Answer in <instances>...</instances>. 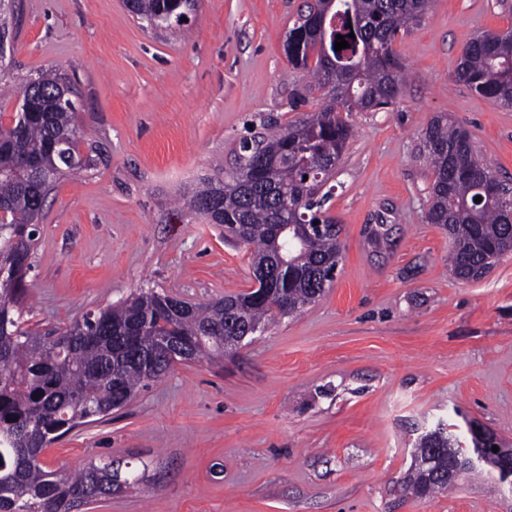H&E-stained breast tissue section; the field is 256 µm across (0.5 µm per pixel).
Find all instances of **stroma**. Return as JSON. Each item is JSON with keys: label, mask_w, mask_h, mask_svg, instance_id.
Here are the masks:
<instances>
[{"label": "stroma", "mask_w": 512, "mask_h": 512, "mask_svg": "<svg viewBox=\"0 0 512 512\" xmlns=\"http://www.w3.org/2000/svg\"><path fill=\"white\" fill-rule=\"evenodd\" d=\"M306 0H196L183 25L124 0H12L0 38V113L54 68L74 89L91 168L49 193L22 305L61 329L155 289L193 303L248 291L250 251L177 212L201 178L225 174L239 142L317 110L287 39ZM512 27V0H433L394 48L397 103L353 113L327 203L342 259L321 300L234 352L175 364L123 408L45 449L71 473L109 457L138 484L84 512H512L491 477L429 501L402 494L422 427L457 411L512 442V254L489 274L448 273L450 240L427 223L431 172L420 136L434 116L466 128L512 182V108L453 83L464 43ZM393 222L387 245L368 225Z\"/></svg>", "instance_id": "35a3bbf8"}]
</instances>
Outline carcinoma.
<instances>
[{
	"mask_svg": "<svg viewBox=\"0 0 512 512\" xmlns=\"http://www.w3.org/2000/svg\"><path fill=\"white\" fill-rule=\"evenodd\" d=\"M430 7L431 0L306 3L288 32V62L312 75L323 106L263 138L257 150L241 143L242 158L231 172L205 178L183 196L186 211L210 224L236 225L235 240L252 248L253 271L278 269L260 299L245 292L177 307L169 294L151 290L86 313L55 336L25 327L19 302L46 198L57 179L85 164L76 109L56 102L66 77L47 70L22 87L39 96L42 111H17L9 123L0 121V512H80L139 481L134 471L121 477L110 460L67 475L45 469L40 456L164 376L170 362L155 352L158 340H177L188 360L202 361L221 353L224 336L238 334L246 323L265 327L324 295L341 259L342 227L324 208L331 191L321 189L352 136L342 114L396 103L405 75L394 42ZM166 9L167 0H132L130 7L151 23ZM338 35L349 47L335 50ZM453 81L512 107V29L469 38ZM420 140L433 174L425 220L451 236L450 275L480 279L512 253V184L481 157L468 130L445 115L435 116ZM314 222L324 230L299 242L290 234L276 248L265 239L278 224ZM389 232L388 225L376 224L367 239L378 248ZM455 428L440 424L419 436L403 492L427 501L467 475L483 474L465 457L448 464V449L459 446Z\"/></svg>",
	"mask_w": 512,
	"mask_h": 512,
	"instance_id": "obj_1",
	"label": "carcinoma"
}]
</instances>
